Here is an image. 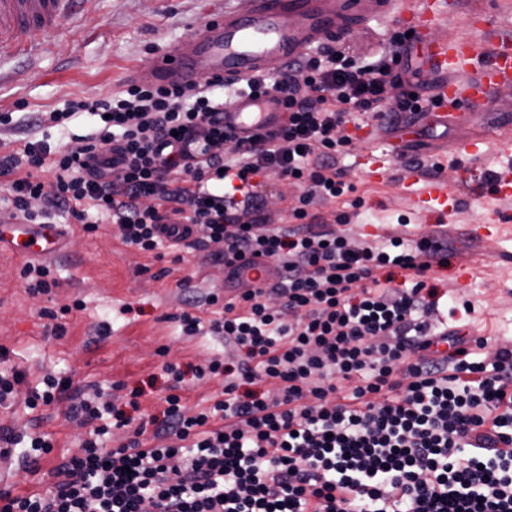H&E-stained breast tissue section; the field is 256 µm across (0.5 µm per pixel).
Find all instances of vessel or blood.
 <instances>
[{"mask_svg": "<svg viewBox=\"0 0 512 512\" xmlns=\"http://www.w3.org/2000/svg\"><path fill=\"white\" fill-rule=\"evenodd\" d=\"M421 13L411 14L413 45L422 49L420 62L437 78L433 97L447 110L469 109L499 86L512 84V35L498 33L487 10L470 13L473 28L487 33L483 43L467 37L441 41L426 37L427 25L446 17L452 0H420ZM363 0H246L240 9L207 19L202 28L164 51L149 69L131 71L139 82L195 84L200 76L236 82L264 72L269 59H296L314 44L345 36L347 20L362 15ZM76 0H0V61L33 56L42 37L63 23H75ZM279 115L274 96L243 97L224 112L225 126L245 132L270 124ZM402 185L422 211H435L448 201V183L418 182L407 174ZM61 231L54 224H25L0 219V242L14 252L47 255L55 251Z\"/></svg>", "mask_w": 512, "mask_h": 512, "instance_id": "obj_1", "label": "vessel or blood"}]
</instances>
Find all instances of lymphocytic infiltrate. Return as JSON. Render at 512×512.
Instances as JSON below:
<instances>
[{
  "label": "lymphocytic infiltrate",
  "mask_w": 512,
  "mask_h": 512,
  "mask_svg": "<svg viewBox=\"0 0 512 512\" xmlns=\"http://www.w3.org/2000/svg\"><path fill=\"white\" fill-rule=\"evenodd\" d=\"M410 41L393 31L369 64L340 42L244 80L234 96L273 93L283 106L277 126L245 137L224 126L219 78L128 81L39 113L57 144L0 153V213L29 224L66 214L91 234L110 224L156 258L199 245L233 276L245 258L257 273L265 260L277 268L229 300L209 293L217 318L179 317L184 335L206 329L243 354L193 367L195 380H224L210 407L187 410L170 363L162 416L147 425L45 374L26 408L67 403L89 436L46 492L1 489L0 512H512V347L487 364L471 339L432 327L426 273L446 240L358 241L314 211L349 192L337 160L351 139L338 131L356 112L386 118ZM84 114L96 131L71 134ZM272 174L303 189L292 224L264 213L258 181ZM257 380L274 390L252 391ZM127 426L128 442L109 447Z\"/></svg>",
  "instance_id": "1"
}]
</instances>
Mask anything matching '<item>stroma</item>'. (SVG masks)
<instances>
[{
  "label": "stroma",
  "instance_id": "1",
  "mask_svg": "<svg viewBox=\"0 0 512 512\" xmlns=\"http://www.w3.org/2000/svg\"><path fill=\"white\" fill-rule=\"evenodd\" d=\"M457 0L453 13L434 23L433 38L448 40L469 35L470 10L496 12L501 30L512 31V0ZM242 0H99L96 22L83 27L63 26L48 33L47 49L32 57L14 58L0 65V112H17L14 130L0 132V141L41 139L36 113L47 112L72 97L100 99L120 89L128 73L152 67L161 51L199 29L214 12L240 8ZM398 26L394 14L359 24L345 40L352 50L372 54ZM423 145L437 147L435 157H391L386 138L400 127L382 125V139H354L338 163L353 192L318 203L326 219L347 215L344 232L377 243L394 236L413 241L444 230L448 233V263L432 275L445 298L439 317L449 326L486 339L477 350L483 358L501 346L512 345V201L496 198L491 161H512V91L497 89L481 108L468 111L448 125L436 124L432 113L404 115ZM475 137L486 139L487 159L461 151ZM384 155L388 178L373 183L360 165L363 155ZM420 180L441 178L457 196V210L444 214L422 212L400 189L408 170ZM261 192L275 224L289 223V207L298 190L276 175L265 178ZM63 235L58 249L48 255L60 281L46 295L28 294L20 277L25 258L0 249V344L11 352L13 364L26 374L23 393L48 373L72 377L85 393L123 400L140 390V408L134 418L160 414L168 381L162 370L170 362L189 367L219 354L236 359L221 338L203 332L182 335L176 314L192 311L208 320L212 309L201 298L210 292L229 298L236 290L223 264L212 262L198 247L157 259L122 243L113 226L104 224L92 235L60 216ZM470 301L471 311L452 309V300ZM82 300L83 310L64 320L66 334L47 331L44 313ZM167 356H160V349ZM0 423L16 432L37 430L52 438L56 454H76L87 428L68 421L63 406L31 412L21 398L0 407ZM53 457L31 464L22 455L12 458L11 482L20 491H44L53 483Z\"/></svg>",
  "mask_w": 512,
  "mask_h": 512
}]
</instances>
